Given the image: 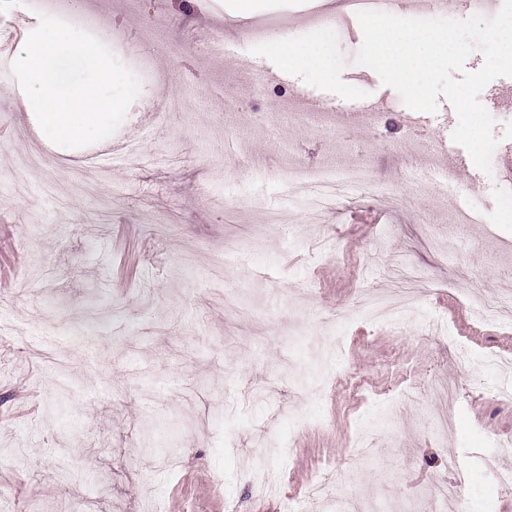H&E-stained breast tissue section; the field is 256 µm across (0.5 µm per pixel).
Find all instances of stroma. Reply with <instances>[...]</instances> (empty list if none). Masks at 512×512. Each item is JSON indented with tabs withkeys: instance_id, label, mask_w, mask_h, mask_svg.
Here are the masks:
<instances>
[{
	"instance_id": "35a3bbf8",
	"label": "stroma",
	"mask_w": 512,
	"mask_h": 512,
	"mask_svg": "<svg viewBox=\"0 0 512 512\" xmlns=\"http://www.w3.org/2000/svg\"><path fill=\"white\" fill-rule=\"evenodd\" d=\"M336 2L262 0L240 18L232 0H85L91 34L124 38L111 50L140 93L110 138L82 148L17 111V50L0 55V327L14 330L0 334V512H139L134 486L163 512H284L290 498L303 512H432L460 466L468 512H512L500 481L512 448L494 445L512 433V374L484 361L512 357V322L470 310L512 290V188L499 179L512 77L479 96L500 139L488 175L455 158L447 100L412 110L357 64L360 25ZM316 6L332 20L311 24ZM218 26L224 54L275 80L249 87L205 51ZM281 37L316 46L321 68L287 73ZM162 98L182 106L158 111ZM366 99L381 103L375 118L349 110ZM116 141L138 144L139 165H100ZM415 161L453 166L456 184L412 188ZM334 164L366 166L414 207L358 191L312 223L290 172ZM464 204L475 221L460 226ZM270 209L291 222L264 223ZM451 236L460 248L443 253ZM405 264L429 280L393 331L358 301ZM343 372L364 390L338 386ZM365 434L375 452L360 457L350 444Z\"/></svg>"
}]
</instances>
